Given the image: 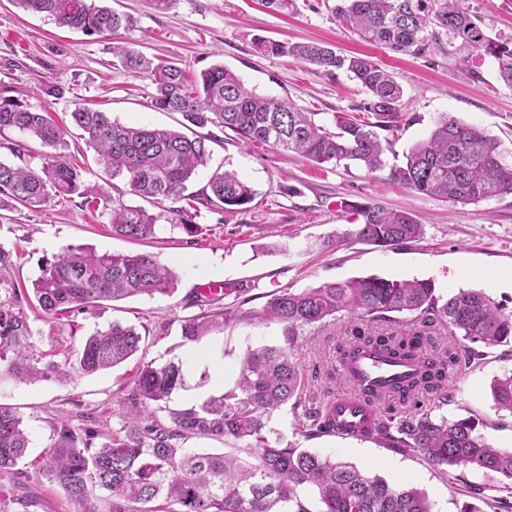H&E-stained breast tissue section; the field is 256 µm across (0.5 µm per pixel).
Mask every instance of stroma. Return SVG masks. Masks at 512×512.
I'll return each instance as SVG.
<instances>
[{"mask_svg": "<svg viewBox=\"0 0 512 512\" xmlns=\"http://www.w3.org/2000/svg\"><path fill=\"white\" fill-rule=\"evenodd\" d=\"M296 3V11L287 14L265 8L261 0H176L164 11L154 9L151 0H108L113 9L131 15L135 24L99 37L58 28L47 17L16 8L12 0H0V89L22 92L32 109L50 113L66 133L68 154L91 163L93 150L69 121L75 104L111 112L129 124L174 128L181 119L180 114L152 108L150 81L132 77L117 65L111 46H128L175 63L192 82L212 65L224 64L247 88L320 113L325 120L334 112L356 111L364 94L345 71L328 75L291 56L257 54L253 46L257 37L317 42L341 54L372 57L402 86L409 123L393 143L389 164L402 163L445 113L497 138L506 160L512 162V87L498 80L491 57L474 51L468 64L460 65L456 44L447 42L423 56L394 53L359 40L339 25L331 12L335 0ZM52 86L61 89V96H50ZM208 147L211 160L199 170L191 190L203 189L221 167L238 172L256 196L243 213L201 210L196 222L202 233L195 238L166 223L153 239L113 236L108 212L84 207L75 196L54 199L37 210L0 215V248L10 253V277L22 286H31L43 261L70 245L147 254L177 277L170 295L108 301L96 310L54 322L41 311L30 314L34 341L48 353L79 349L95 330L115 321L137 328L140 349L123 364L92 375L76 373L63 382L0 381V404L20 414L31 439L26 458L12 472L0 473V512H17L13 500L21 495L35 502L28 512H78L63 489L37 471L58 419L81 426L90 413L103 436L121 433L127 423L122 400L139 365L161 364L173 357L184 362L186 386L174 393L172 408L221 395L234 385L247 348L285 345L284 325L255 318L283 289L301 291L366 276L429 280L443 297L477 289L512 309V197L455 205L389 182L381 172L371 174L356 164L329 169L292 152L242 142L228 130L218 133ZM85 177L104 189L112 187L92 163ZM343 200L413 212L424 222V235L393 247L353 239L335 242V235L350 230L354 220L351 213L338 210ZM210 281L244 284L248 290L221 300L223 327L200 341L184 342L181 325L201 314L199 289ZM350 325V318L342 316L329 330L307 328L298 336L294 353L311 390L333 395L344 391L341 377H327L326 371L335 365L338 336ZM201 350L223 357V378L206 374L198 364ZM510 373L512 343L485 349L478 363L460 369L451 379L452 398L441 407V415L479 420V430L491 444L512 449V417L495 410L490 393L492 380ZM298 419L287 406L275 414L271 425L296 447L425 491L435 512H460L470 501L480 512H497L496 481L484 471L440 467L424 453L363 437H310ZM472 486L483 488V496L470 499Z\"/></svg>", "mask_w": 512, "mask_h": 512, "instance_id": "1", "label": "stroma"}]
</instances>
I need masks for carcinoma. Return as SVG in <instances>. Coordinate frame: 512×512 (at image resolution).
Masks as SVG:
<instances>
[{"label": "carcinoma", "mask_w": 512, "mask_h": 512, "mask_svg": "<svg viewBox=\"0 0 512 512\" xmlns=\"http://www.w3.org/2000/svg\"><path fill=\"white\" fill-rule=\"evenodd\" d=\"M14 5L51 19L59 28L86 35L127 29L134 19L97 0H12ZM336 20L360 39L397 53L422 56L441 44L445 34L466 50H480L497 64V77L512 87V36L488 34L489 27L463 5V0H336ZM255 50L266 55L294 56L327 73L344 70L364 90L358 110L331 113L330 123L318 113L248 90L239 76L222 64L200 73L188 84L175 64L158 63L127 46L112 55L134 77L154 87L152 106L177 112L199 128L209 125L232 131L250 144L297 153L319 165L349 167L356 162L370 173L388 170L386 180L411 191L453 204H472L512 196V163L504 160L498 141L481 128L444 114L430 136L414 145L400 165H387L389 137L407 123L402 87L372 58L344 56L330 46L288 43L263 38ZM71 119L96 154V163L114 180L109 196L87 183L81 166L68 160L65 133L43 112L22 99L0 92V134L17 130L40 142V164L0 162V210L43 208L56 197L77 196L84 206L110 211L112 234L146 238L161 222L189 236L201 231L194 222L204 207L221 214L247 210L255 190L231 171H215L202 191L186 194L187 183L209 159L206 138L126 125L112 113L75 104ZM131 194L153 203L154 213L129 205ZM189 201L185 206L181 201ZM172 206L166 208L162 202ZM361 222L342 234L380 247L397 246L423 235L421 218L410 211L384 209L371 202L346 204ZM10 254L0 249V373L16 381H62L75 372L94 374L119 365L139 350L141 335L133 326L114 322L97 330L75 358L43 352L33 341L28 310L51 318L85 313L103 301L135 296L170 295L175 276L150 255L99 253L70 246L44 261L32 294L9 278ZM410 314L422 330L412 336H358L356 341L402 358H414L421 373L410 389L397 390L383 402L378 420L366 436L395 448L420 451L438 466L476 468L496 475L499 491L512 497V451L488 443L476 419L450 420L434 411L448 404V377L469 365L486 348L512 341V310L486 293L461 289L443 298L429 280L400 281L377 276L323 283L300 292L288 289L273 296L256 318L285 325L288 345L247 351L234 386L219 396L173 409L175 391L185 387L182 362L142 364L125 398L129 421L124 435L101 437L90 426L58 421L52 444L38 464L44 479L62 487L68 498L88 507L96 492L107 493V512H159L144 505L164 499L183 512H312L306 495L321 504L318 512H434L421 490L394 485L356 466L333 461L304 448L269 438L275 412L286 405L302 408V428L311 434L334 433L331 402L307 391L293 350L298 329L327 328L339 314L359 323L388 321L390 314ZM223 312L201 313L182 325V338L197 342L215 327ZM446 325L470 345L440 346L427 329ZM494 407L512 415V374L491 387ZM168 413L170 424L156 420ZM231 437L245 444L246 457L212 454L184 447L190 438ZM21 417L0 404V472L15 467L29 448Z\"/></svg>", "instance_id": "obj_1"}]
</instances>
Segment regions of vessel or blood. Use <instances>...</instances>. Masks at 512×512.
<instances>
[{"label":"vessel or blood","mask_w":512,"mask_h":512,"mask_svg":"<svg viewBox=\"0 0 512 512\" xmlns=\"http://www.w3.org/2000/svg\"><path fill=\"white\" fill-rule=\"evenodd\" d=\"M337 367L346 390L334 403V421L337 433L345 436L362 434L376 419L375 409L357 400V392L369 390L385 399L392 389L413 381L420 370L417 361L400 360L359 343L348 346Z\"/></svg>","instance_id":"b4317fda"}]
</instances>
